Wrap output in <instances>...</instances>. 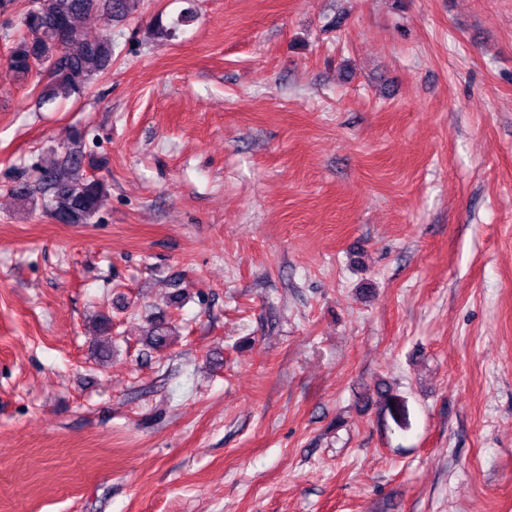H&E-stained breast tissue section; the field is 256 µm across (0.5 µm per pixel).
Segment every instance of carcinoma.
Wrapping results in <instances>:
<instances>
[{
	"mask_svg": "<svg viewBox=\"0 0 512 512\" xmlns=\"http://www.w3.org/2000/svg\"><path fill=\"white\" fill-rule=\"evenodd\" d=\"M134 0H0V14L18 13L20 29L10 35L12 47L8 64L20 79L48 70L41 100L80 93L96 76L112 64V36L107 30L81 33L79 23L86 17L103 13L109 22L123 20ZM79 158L70 152L48 170L40 185L22 183L13 189L19 197L40 194L45 211L65 224H86L102 208L105 183L95 177L78 175ZM173 338L169 322L157 319L148 330L147 343L154 349L168 346Z\"/></svg>",
	"mask_w": 512,
	"mask_h": 512,
	"instance_id": "cac0c4a2",
	"label": "carcinoma"
}]
</instances>
